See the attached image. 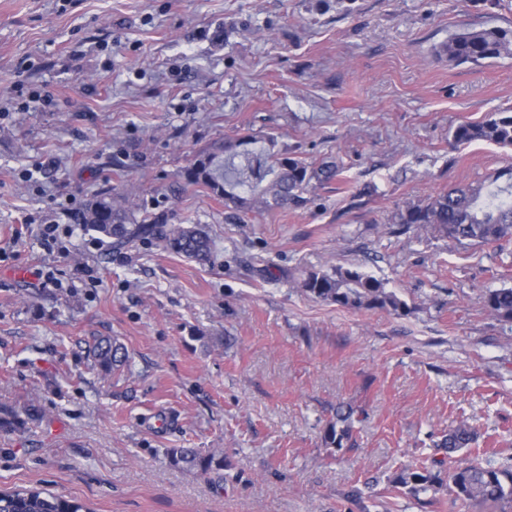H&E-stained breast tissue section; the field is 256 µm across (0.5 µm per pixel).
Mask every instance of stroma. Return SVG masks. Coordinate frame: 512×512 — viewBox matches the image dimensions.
I'll list each match as a JSON object with an SVG mask.
<instances>
[{
	"mask_svg": "<svg viewBox=\"0 0 512 512\" xmlns=\"http://www.w3.org/2000/svg\"><path fill=\"white\" fill-rule=\"evenodd\" d=\"M483 26L512 27V0H0V492L89 512H493L390 484L452 468L435 443L462 421L477 438L460 456L512 466V323L484 307L512 287V242L393 222L512 165V147L448 148L458 124L512 108V57L433 55ZM245 133L345 180L247 213L187 185L197 155ZM105 192L203 229L211 263L72 226ZM43 224L72 226L65 253ZM45 264L59 287H41ZM339 266L409 314L300 290ZM94 336L126 347L121 371L94 366ZM341 405L363 419L329 448ZM173 448L224 467L184 469Z\"/></svg>",
	"mask_w": 512,
	"mask_h": 512,
	"instance_id": "stroma-1",
	"label": "stroma"
}]
</instances>
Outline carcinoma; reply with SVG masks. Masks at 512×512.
Returning a JSON list of instances; mask_svg holds the SVG:
<instances>
[{
	"mask_svg": "<svg viewBox=\"0 0 512 512\" xmlns=\"http://www.w3.org/2000/svg\"><path fill=\"white\" fill-rule=\"evenodd\" d=\"M512 55V28L499 26L467 29L454 33L435 49V56L450 65H482L488 60ZM474 142L512 146V111L495 112L481 122H464L451 132L450 149ZM252 136L218 142L196 158L185 173L191 185L224 197L236 208L250 211L256 205L300 206L304 194L317 186L343 179V167L335 161L319 165L284 156L274 150V139L267 138L262 151L247 149ZM78 224L112 240L115 248L153 241L163 250L198 261L210 260L212 241L204 232L180 224H160L157 220H137L129 201L121 196L102 194L75 215ZM395 223L430 228L438 234L470 245L502 240L512 241V168L490 175L477 184L453 185L428 201L398 212ZM301 290L317 301L359 310H387L399 315L409 311L407 304L385 283L357 269L334 267L308 273ZM484 306L494 317L512 322V288L488 291ZM89 355L104 372H114L128 362V353L118 340L95 336ZM354 410L339 407L336 421L325 429L329 447L341 448L350 438ZM474 433L465 422L450 429L438 447L454 453L466 448ZM174 465L203 472L224 467V458L204 455L193 448L170 450ZM442 471L430 468L407 469L393 478L396 487L417 496L430 488L443 486ZM449 490L454 497L481 507L512 506V467H493L475 460L460 463L448 473ZM0 512H83V505L41 488H21L0 495Z\"/></svg>",
	"mask_w": 512,
	"mask_h": 512,
	"instance_id": "obj_1",
	"label": "carcinoma"
}]
</instances>
